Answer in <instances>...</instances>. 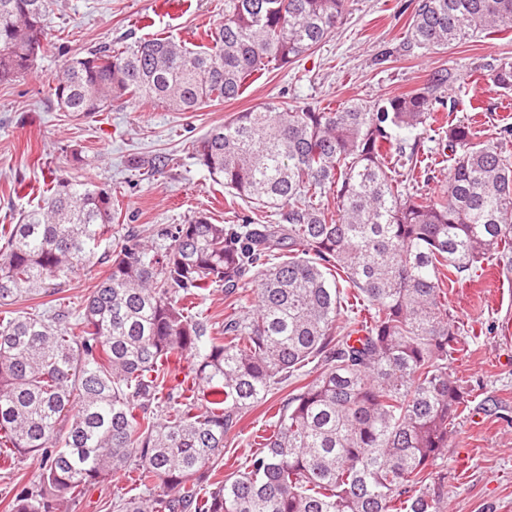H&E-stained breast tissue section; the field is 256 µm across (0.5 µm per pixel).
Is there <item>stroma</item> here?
<instances>
[{
  "instance_id": "obj_1",
  "label": "stroma",
  "mask_w": 512,
  "mask_h": 512,
  "mask_svg": "<svg viewBox=\"0 0 512 512\" xmlns=\"http://www.w3.org/2000/svg\"><path fill=\"white\" fill-rule=\"evenodd\" d=\"M417 0H348L342 24L295 64L269 69L240 97L194 112H177L147 101L116 100L89 117L59 109L49 85L66 60L86 56L102 44L116 48L152 37L186 46L202 44L203 31L224 18V0H51L44 25L48 39L28 74L0 83V225L17 223L57 176L93 182L112 192L111 246L135 232L150 237L159 225L184 224L196 214L216 224L281 223L213 182L193 155L194 145L236 113L275 102L284 106L369 103L423 87L438 70L456 82L437 112L438 126L472 122L481 141L498 143L512 125V89L487 81L488 65L512 62V31L482 34L448 49L408 48L407 30ZM434 161L417 190L439 193L448 166L436 128L406 133ZM143 165L131 167V158ZM165 159L161 171L153 161ZM111 262L96 254L65 280H52L13 302V312L61 307L78 313L104 279ZM448 309L478 335L451 361L469 407L445 455L448 472L444 512H512V252L486 264L479 276L449 287ZM265 430L262 408H254L227 438L216 468L226 475L244 468ZM34 458L0 457V512L18 488L34 482ZM139 486L115 475L91 487L69 512H112L113 500L141 495Z\"/></svg>"
}]
</instances>
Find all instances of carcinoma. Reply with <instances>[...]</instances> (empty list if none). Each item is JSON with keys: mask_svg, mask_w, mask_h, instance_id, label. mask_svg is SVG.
I'll use <instances>...</instances> for the list:
<instances>
[{"mask_svg": "<svg viewBox=\"0 0 512 512\" xmlns=\"http://www.w3.org/2000/svg\"><path fill=\"white\" fill-rule=\"evenodd\" d=\"M48 0H0V82L25 74L43 47ZM347 0H224L209 43L169 37L69 60L50 87L65 112L114 98L179 111L235 99L269 66L296 63L342 23ZM512 30V0H419L408 44L447 49ZM488 79L512 89V63ZM455 76L373 103L239 112L195 147L214 182L282 213L283 224H214L200 213L130 235L78 318L61 309L0 315V442L41 467L10 512H63L117 471L148 496L113 512H443L448 472L436 461L468 402L449 371L465 349L449 284L512 251V155L448 126L447 188L407 184L420 147L393 133L435 122ZM334 195L336 211L325 207ZM112 237V192L57 176L19 223L0 230V305L66 278ZM365 316L338 325L336 277ZM253 307L214 330L194 301L214 287ZM190 375L164 392L171 357ZM271 432L242 470L216 478L224 441L244 415L293 380ZM205 393L208 406L198 407ZM69 428L60 437L57 425Z\"/></svg>", "mask_w": 512, "mask_h": 512, "instance_id": "1", "label": "carcinoma"}]
</instances>
